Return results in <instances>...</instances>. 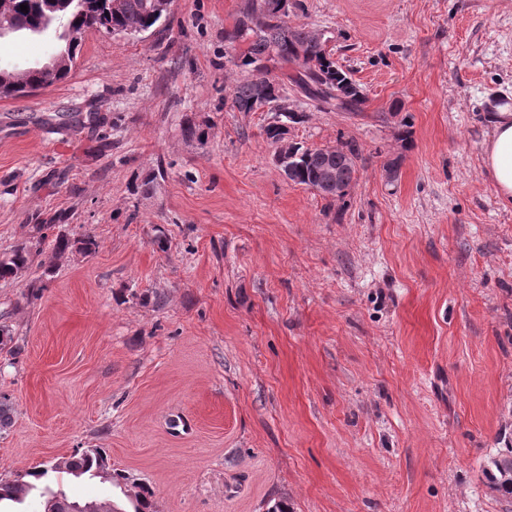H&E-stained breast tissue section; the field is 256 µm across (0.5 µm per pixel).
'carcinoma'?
<instances>
[{"instance_id": "1", "label": "carcinoma", "mask_w": 512, "mask_h": 512, "mask_svg": "<svg viewBox=\"0 0 512 512\" xmlns=\"http://www.w3.org/2000/svg\"><path fill=\"white\" fill-rule=\"evenodd\" d=\"M280 0H247L235 25L234 38L249 41L247 52L230 62L237 68L248 69L252 75L238 81L233 89L232 107L239 112H251L261 99L278 103L283 98L284 79L271 75L259 67L264 60L274 59L288 65L300 60L313 70L309 78L318 85L313 94L327 99L320 86H352L354 81L340 67L333 54L318 41L314 30L305 26H292L280 13ZM28 6V12L20 5ZM85 30H97L108 34L115 31L144 30L156 28L166 17L155 12L153 0H4L0 3V23L11 25L16 32L45 33L56 22ZM81 43L70 41L63 31H58L53 51L55 65L52 71L40 66L21 70L0 69L1 95L7 97L24 94L36 87H48L65 79L80 52ZM293 180L314 188L318 185L319 173L327 157L314 147L303 144L296 149ZM358 158L356 148L348 146L338 153L333 162L343 165L341 181L351 187L356 181L355 165L343 164V157ZM30 252L24 246H16L0 253V281L15 279L28 268ZM51 472H65L75 477L88 475L108 480L117 485L126 476L112 471L108 455L102 448L78 450L60 462L35 467L13 480H0V512L22 504L28 497L41 498L42 507H51L53 512H83L88 503L73 501L63 491H53L44 485ZM486 479L491 489L499 492L512 503V448H504L491 457L486 469ZM153 493L142 489L132 495L133 512H154Z\"/></svg>"}]
</instances>
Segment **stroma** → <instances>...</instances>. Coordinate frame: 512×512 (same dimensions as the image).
I'll return each instance as SVG.
<instances>
[{"instance_id":"1","label":"stroma","mask_w":512,"mask_h":512,"mask_svg":"<svg viewBox=\"0 0 512 512\" xmlns=\"http://www.w3.org/2000/svg\"><path fill=\"white\" fill-rule=\"evenodd\" d=\"M244 3L86 32L64 81L0 98V252L31 254L0 282V479L103 448L157 512H506L482 468L512 439V206L482 153L512 100V0H289L365 96L320 111L284 89L293 141L357 148L343 201L284 178L272 113L231 110ZM49 43L0 40V67ZM41 223L97 248L55 254Z\"/></svg>"}]
</instances>
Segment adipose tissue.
<instances>
[{
	"instance_id": "adipose-tissue-1",
	"label": "adipose tissue",
	"mask_w": 512,
	"mask_h": 512,
	"mask_svg": "<svg viewBox=\"0 0 512 512\" xmlns=\"http://www.w3.org/2000/svg\"><path fill=\"white\" fill-rule=\"evenodd\" d=\"M492 134L483 149V165L499 199L512 204V112L498 108L491 116Z\"/></svg>"
}]
</instances>
